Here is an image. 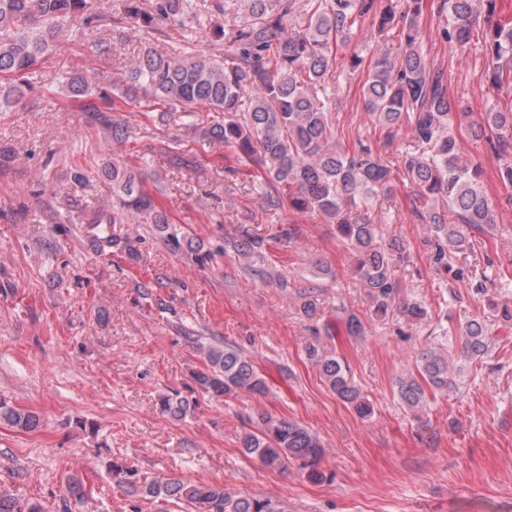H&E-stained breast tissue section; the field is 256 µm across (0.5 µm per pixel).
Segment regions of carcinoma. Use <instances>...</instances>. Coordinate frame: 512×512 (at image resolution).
I'll return each instance as SVG.
<instances>
[{"instance_id":"carcinoma-1","label":"carcinoma","mask_w":512,"mask_h":512,"mask_svg":"<svg viewBox=\"0 0 512 512\" xmlns=\"http://www.w3.org/2000/svg\"><path fill=\"white\" fill-rule=\"evenodd\" d=\"M245 13L225 19L229 29L211 32L229 40L232 49L220 58L203 54L161 52L148 44L122 85L96 91L83 77H72L65 96L88 114L87 124L111 134L112 141L126 139L123 125L112 120L118 101L132 99L139 90L170 108L191 112L197 106L222 115L204 131L203 138L234 147L258 164L264 180L268 209L283 206L321 216L336 225L341 243L356 257L354 277L365 289L370 312L386 319L421 320L428 311L420 303L399 298L396 270L407 261L403 242L391 238L378 243L379 225L370 209L380 192L390 190L393 166L362 141L344 152L337 146L339 130L332 116L334 89L333 49L345 41L356 20L369 18L383 36L399 30L397 42L365 59L351 56L347 69L368 72L363 86L364 107L376 123L388 129V138L405 129L413 150L400 154L398 169L423 204L421 217L429 225L434 264L448 267L458 255L470 251L468 230L486 232L496 227L494 203L482 189L478 165L462 159L455 129L465 125L475 141L493 143L504 183L512 187V106L469 120L461 103L448 97L445 73L421 49L424 0H311L310 14L288 28L293 0H244ZM439 13L452 22L443 26L441 38L457 46L470 39L473 21L483 17L484 49L492 68L489 79L499 86L512 81V27L494 20L496 0H438ZM194 0H128L124 14L112 17L99 11L94 0H0V111L13 108L33 88L43 64L59 46L65 26L75 32L131 23L150 37L176 31L178 44H188L200 22ZM99 177L112 185V211H98L87 219L90 242L96 251L110 253L127 243L114 225L130 218L153 224L174 250L182 247L170 231V217L133 168L122 160L102 163ZM233 249L254 268L264 265L259 241L244 237ZM490 320L470 317L457 329V358L472 362L489 351ZM204 368L193 373L195 384L212 395L247 393L263 395L266 383L251 357L228 343L199 344ZM307 359L318 368L329 390L365 415L369 411L361 389L336 354L318 344L305 347ZM451 360L433 350L421 352L416 369L396 379L399 400L410 408L426 403L425 387L441 392L454 388L448 378ZM31 430L38 417L0 399V423ZM241 448L268 469L284 470L301 463L312 481L322 479L317 469L324 448L302 425L256 412ZM153 499L175 498L206 512H287L284 504L236 495L221 484L166 482L140 488ZM0 512H42L39 505L7 493L0 494Z\"/></svg>"}]
</instances>
